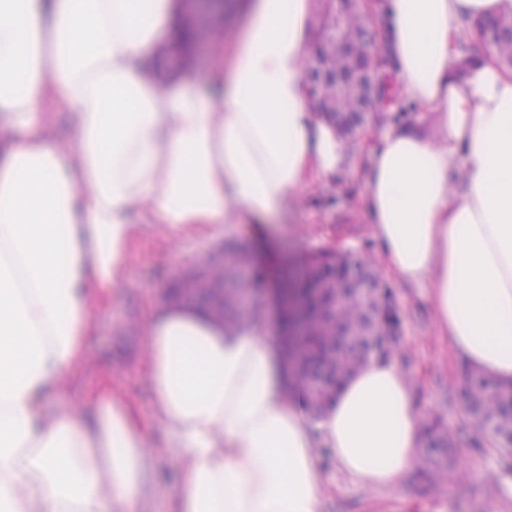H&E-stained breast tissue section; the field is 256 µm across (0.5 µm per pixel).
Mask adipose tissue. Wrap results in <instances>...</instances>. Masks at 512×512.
Segmentation results:
<instances>
[{
    "label": "adipose tissue",
    "mask_w": 512,
    "mask_h": 512,
    "mask_svg": "<svg viewBox=\"0 0 512 512\" xmlns=\"http://www.w3.org/2000/svg\"><path fill=\"white\" fill-rule=\"evenodd\" d=\"M178 8L0 0V512H146L151 441L129 413L90 422L55 402L91 289L124 274L137 226L261 224L350 162L309 99L318 0H253L214 52L212 92L150 62ZM503 13L512 0H377L398 95L422 119L387 126L360 171L377 260L431 284L437 334L512 379V72L483 54L458 77L455 51L463 19ZM145 336L180 464L172 512H322V447L370 489L417 462L425 414L394 362L370 360L315 418L259 322L230 332L174 302Z\"/></svg>",
    "instance_id": "obj_1"
}]
</instances>
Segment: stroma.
Listing matches in <instances>:
<instances>
[{
	"label": "stroma",
	"mask_w": 512,
	"mask_h": 512,
	"mask_svg": "<svg viewBox=\"0 0 512 512\" xmlns=\"http://www.w3.org/2000/svg\"><path fill=\"white\" fill-rule=\"evenodd\" d=\"M225 243L259 252L252 267L259 319L267 335H275L271 288L280 257L298 260L327 246L374 251L357 171L340 173L328 187L306 188L298 210L262 228L228 224L216 237L190 233L173 240L156 225H140L130 245L128 269L116 286L101 291L89 311L80 363L64 376L58 399L63 407L88 418L116 403L131 410L136 425L153 442L148 458L152 512H169L178 460L169 446V435L155 417L143 325L163 306L176 274ZM390 286L403 318L402 352L413 375L415 403L425 412L443 416L459 455L441 494H414L402 485L392 491H370L328 456H320L327 487L322 512H473L478 506L485 512H512V458L477 446L476 427L463 422L459 393L462 359L449 339L436 333L430 285L394 280Z\"/></svg>",
	"instance_id": "obj_1"
}]
</instances>
